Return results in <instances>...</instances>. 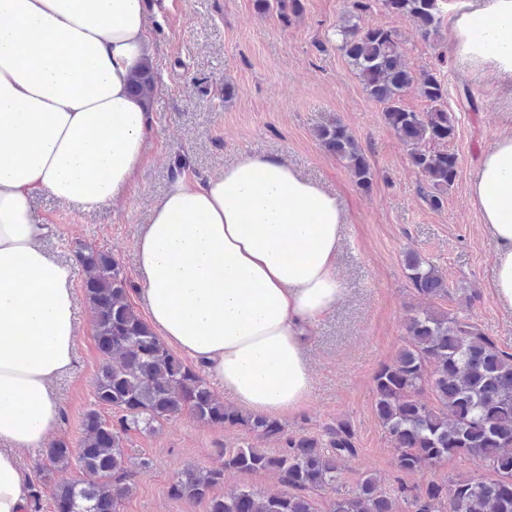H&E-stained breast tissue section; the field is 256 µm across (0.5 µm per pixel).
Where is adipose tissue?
<instances>
[{"mask_svg": "<svg viewBox=\"0 0 512 512\" xmlns=\"http://www.w3.org/2000/svg\"><path fill=\"white\" fill-rule=\"evenodd\" d=\"M455 58L512 80V0H465ZM154 55L142 0H0V512H25L19 450L60 422L52 382L74 366L75 268L42 247L31 199L87 210L125 195L152 133L131 78ZM494 245L492 286L512 308V134L468 186ZM344 209L276 156L180 177L137 239L147 320L240 408L284 417L310 402L304 347L344 295Z\"/></svg>", "mask_w": 512, "mask_h": 512, "instance_id": "adipose-tissue-1", "label": "adipose tissue"}]
</instances>
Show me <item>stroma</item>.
<instances>
[{
  "mask_svg": "<svg viewBox=\"0 0 512 512\" xmlns=\"http://www.w3.org/2000/svg\"><path fill=\"white\" fill-rule=\"evenodd\" d=\"M298 14L281 19L262 12L255 0H145L158 72L151 114L155 132L126 197L88 211L80 205L36 195L32 209L51 224L43 248L61 261L75 258L82 244L110 253L129 279H136L135 241L151 211L175 178H206L244 154L280 157L304 176L335 193L347 213L339 274L345 295L310 337L311 400L299 415L284 418L288 435L317 434L336 421L352 425L359 453L338 475L341 491L353 492L365 473L385 488L396 486V455L373 409V377L404 344L410 310L432 307L471 316L498 346L512 352V310L502 308L490 287L494 244L468 195L483 152L512 132V80L492 72L463 70L452 54L451 20L457 0L444 6L438 41L421 38L408 18L388 12L380 0L359 20L361 27L395 30L412 72L440 70L456 134L448 143L458 176L441 209L430 208L425 181L410 161L409 148L386 125L382 107L369 98L346 57L336 48V28L350 0H301ZM479 104L470 111L464 92ZM339 119L365 152L373 171L369 187L356 185L348 170L316 139L317 125ZM414 251L448 281V294L431 301L412 288L405 255ZM79 341L75 367L58 377L53 392L61 405L53 440L77 445L83 416L95 404L102 364L93 312L76 288ZM249 442L279 451L283 443L242 428L199 422L182 411L152 432L130 430L128 457L149 458L121 512H208L207 501L172 499L168 487L185 468L209 469L220 449ZM24 467L48 471L42 512H53V493L81 479L77 467L50 468L42 449L20 452Z\"/></svg>",
  "mask_w": 512,
  "mask_h": 512,
  "instance_id": "stroma-1",
  "label": "stroma"
}]
</instances>
